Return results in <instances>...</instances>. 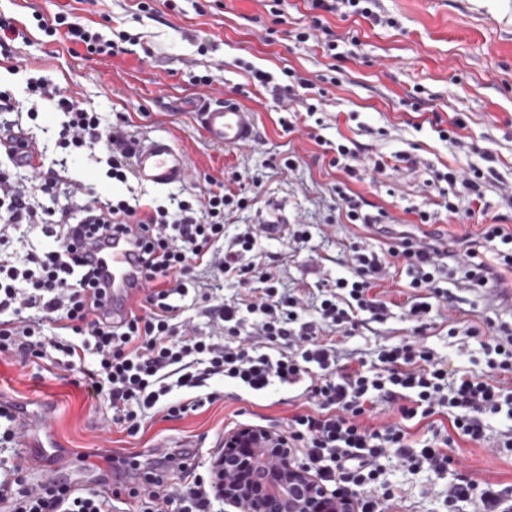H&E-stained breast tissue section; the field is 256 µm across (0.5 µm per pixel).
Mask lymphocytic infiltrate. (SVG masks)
<instances>
[{
  "label": "lymphocytic infiltrate",
  "mask_w": 512,
  "mask_h": 512,
  "mask_svg": "<svg viewBox=\"0 0 512 512\" xmlns=\"http://www.w3.org/2000/svg\"><path fill=\"white\" fill-rule=\"evenodd\" d=\"M36 21L47 36L82 45L87 56L124 51L121 42L69 14L50 20L40 15ZM26 90L63 112L62 149L96 156L110 184L133 178L138 140L128 131L125 113L103 124L95 109L64 95L43 75L28 77ZM356 158V149L340 144L327 161L344 174L333 187L339 214L350 224L376 228L389 244L378 251L351 244L349 275L319 286L311 317L304 313L301 292L284 288L277 259L258 248L259 237L278 231L277 224L248 225L232 238L224 236L226 219L255 203L246 193L249 174L235 170L225 182L207 178L190 198L173 197L163 205L114 196L110 186H83L72 181L67 168L41 161L23 180L18 161H1L0 243L24 226L51 244L0 256V352L24 361L58 352L57 366L85 379L92 394L107 401L111 422L130 436L141 431L155 408L171 420L194 409V402L170 400L175 388H200L215 377L254 394L277 383L302 386L307 405L285 421L289 447L322 485L351 497L355 512H403V498L380 464L387 452L408 470L427 468L439 475L456 463L448 453L453 436L512 447V434L494 439L488 433L489 418L512 417V327L487 317L449 320V336L482 338L487 359L480 372L449 369L447 359L422 337L437 326L432 301L442 294L438 282L448 264H456L469 287L512 288V231L486 224L479 233L452 241L440 236L426 241L383 224L381 214L368 212L366 200L347 183L356 174ZM64 189L67 204L51 207ZM117 233L134 243L148 288L116 320L109 308L112 288L93 254ZM282 233L297 244L312 239L305 224ZM197 269L237 285L238 296L211 303L204 281L193 275ZM400 275L408 279V292L398 304L382 286ZM193 289L216 333L187 335L183 301ZM397 305L413 323V337L373 354L343 350L336 332L385 323ZM48 324L63 331L64 339L47 342ZM380 404L393 421L368 424ZM415 423L432 433L419 448L411 433ZM188 468L187 455L174 450L145 472L139 485L124 489L105 481L83 489L52 478L30 483L17 464L0 479V502L10 512H112L113 501L125 495L138 501L139 512H161L165 505L176 512H210V487L200 475H193L187 488L175 482V474ZM470 497L481 512H512L510 486L468 478L449 485L448 503Z\"/></svg>",
  "instance_id": "1"
}]
</instances>
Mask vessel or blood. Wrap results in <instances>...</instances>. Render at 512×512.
Returning a JSON list of instances; mask_svg holds the SVG:
<instances>
[{
    "instance_id": "b4317fda",
    "label": "vessel or blood",
    "mask_w": 512,
    "mask_h": 512,
    "mask_svg": "<svg viewBox=\"0 0 512 512\" xmlns=\"http://www.w3.org/2000/svg\"><path fill=\"white\" fill-rule=\"evenodd\" d=\"M195 109L201 115L204 136L211 144L244 147L257 138L252 112L235 102L215 101L203 96L198 98ZM134 166L141 182L155 186L178 184L188 176L184 155L161 136L140 142ZM103 273L112 284L111 308L116 313L122 311L144 286L137 273L133 250L120 239L112 241L103 259Z\"/></svg>"
}]
</instances>
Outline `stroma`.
I'll return each instance as SVG.
<instances>
[{
	"label": "stroma",
	"instance_id": "obj_1",
	"mask_svg": "<svg viewBox=\"0 0 512 512\" xmlns=\"http://www.w3.org/2000/svg\"><path fill=\"white\" fill-rule=\"evenodd\" d=\"M0 0V12L16 18L27 39L15 42L10 56L0 55V87L31 106L25 92L28 73L49 76L71 98L95 106L105 118L126 112L131 132L140 139L163 136L184 154L187 179L170 186H152L130 179L113 193H147L164 200L169 195L202 187L205 177L219 178L237 169L261 183L257 202L235 212L226 227L234 234L243 224H306L312 240L303 250L283 239H261L263 251L280 256L285 282L316 283L345 274L340 261L344 246L354 239L377 247L383 239L374 231L357 229L338 218L339 201L332 191L342 174L322 160V146L343 139L355 141L363 162L391 158L383 172H366L351 189L382 207L389 219L403 222L411 209L431 212L436 228L460 235L479 224L500 221L512 229V0H373L371 16L327 15L338 39L352 42L353 54L332 62L315 40L298 41L311 23L307 0ZM69 10L102 34L125 31L135 37L127 53L85 59L71 53L69 41L47 42L32 17H50ZM151 57H144V48ZM269 72L287 84L284 69L305 76L321 89V143L306 127L282 130L284 109L303 112L299 100L282 102L271 91L254 86L248 67ZM212 71L214 83L193 86L191 73ZM229 99L253 112L258 136L251 146L228 148L206 141L196 113L187 108L196 94ZM35 118L24 119L30 137L46 164L66 160L73 181L99 183L103 167L94 159L66 157L56 139L63 114L39 103ZM449 118L462 114L466 127L440 137L429 124L432 114ZM299 162L281 168L289 154ZM415 159V167L402 156ZM480 169L487 208L469 215L465 191L448 194L458 210L449 219L437 201L446 183L443 173ZM450 302L461 319L496 318L512 323V305L482 290L444 280ZM412 325L401 309L387 322L350 331L346 348L370 352L409 336ZM425 340L451 366L476 365L485 358L478 340L451 338L439 331ZM203 402L178 420L155 419L143 433L130 437L107 426L106 404L92 396L77 376L54 368L25 365L0 353V401L38 414L48 412L49 453L29 438L0 446V464H22L30 482L48 478L78 488L96 487L112 471L109 454L136 459L149 467L165 448H185L196 473L211 471L224 450V437L237 425L280 429L295 404L298 389L271 387L260 398L224 380H211L200 390ZM448 452L459 467L438 475L403 468L395 457L383 459L384 476L401 487L409 512H478L473 499L447 506L450 482L462 477L512 484V449L485 448L455 439Z\"/></svg>",
	"mask_w": 512,
	"mask_h": 512
}]
</instances>
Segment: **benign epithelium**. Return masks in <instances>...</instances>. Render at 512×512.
Here are the masks:
<instances>
[{
    "instance_id": "7a95c632",
    "label": "benign epithelium",
    "mask_w": 512,
    "mask_h": 512,
    "mask_svg": "<svg viewBox=\"0 0 512 512\" xmlns=\"http://www.w3.org/2000/svg\"><path fill=\"white\" fill-rule=\"evenodd\" d=\"M213 470L218 496L239 512H353L351 499L320 485L270 430L228 433Z\"/></svg>"
}]
</instances>
